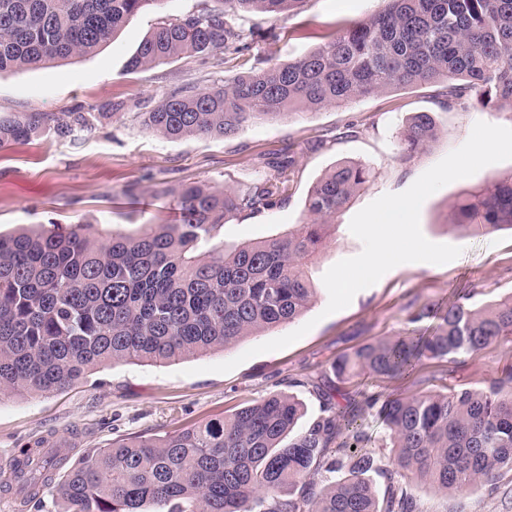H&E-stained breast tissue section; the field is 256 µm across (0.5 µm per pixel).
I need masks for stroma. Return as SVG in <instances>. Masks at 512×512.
I'll use <instances>...</instances> for the list:
<instances>
[{
	"instance_id": "obj_1",
	"label": "stroma",
	"mask_w": 512,
	"mask_h": 512,
	"mask_svg": "<svg viewBox=\"0 0 512 512\" xmlns=\"http://www.w3.org/2000/svg\"><path fill=\"white\" fill-rule=\"evenodd\" d=\"M201 3L164 0L131 18L89 55L0 73V116L84 112L91 123L90 129L75 130L68 137L48 129L0 147V232L83 224L97 237L133 233L144 224H172L177 213L169 189L194 183L244 191L268 175L266 158L292 157L287 204L225 224L218 236L231 249L301 224L309 191L337 164L364 163L373 167L374 176L336 217L329 243L311 267L315 301L293 322L221 351L161 366L116 363L58 393L0 400V512H54L51 497L23 501L8 480L13 459L26 454L38 458L57 449L72 464L113 440L162 435L221 418L280 391H294L304 403L306 418H314L321 403L307 388H291L296 379L331 387L342 407L360 385L370 392L407 394L402 380L363 375L337 379L332 364L363 345L403 335L422 306L443 311L461 295L480 306L512 293V232L463 236L449 217V207L459 195L490 177L512 173L509 160L454 181L423 203L424 236L462 247L460 257L444 265H399L358 292L347 308L325 314L329 296L324 273L362 250L361 241L349 231L352 217L383 194L410 187L461 146L475 122L512 127V111L485 107L475 99L448 111L437 103L440 85L427 84L252 123L226 139L190 136L171 141L145 132L137 115L139 104L157 102L181 85L206 88L235 73L231 67H209L197 56L136 73L126 70L128 58L151 33L158 16L192 12ZM384 7V0H305L278 20L250 15L240 25L246 30L281 28L278 40L254 39L251 54L286 63L323 44L337 26L365 19ZM110 102L119 103V110L102 116L104 104ZM419 112L429 113L437 137L405 164L399 160L400 133ZM350 124L357 131L348 136L344 130ZM304 325L308 333L287 348L242 360L248 349ZM237 357L242 363L234 370L211 372V365ZM510 368L512 336H505L474 354L425 361L423 373L430 390L445 385L478 388ZM414 494L422 512H512V472L504 473L491 491L461 496L418 487Z\"/></svg>"
}]
</instances>
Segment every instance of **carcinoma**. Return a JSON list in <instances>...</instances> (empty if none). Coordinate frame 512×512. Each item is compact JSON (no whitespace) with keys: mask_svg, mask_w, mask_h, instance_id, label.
I'll list each match as a JSON object with an SVG mask.
<instances>
[{"mask_svg":"<svg viewBox=\"0 0 512 512\" xmlns=\"http://www.w3.org/2000/svg\"><path fill=\"white\" fill-rule=\"evenodd\" d=\"M160 0H0V72L88 55ZM162 15L127 63L135 72L198 54L214 67L248 54L244 13L276 17L304 0H214ZM371 17L284 64L253 66L208 89L182 86L141 105L144 130L170 140L230 138L247 124L295 110L339 106L398 88L443 84L451 109L476 92L482 105L512 109V0H385ZM90 126L82 112L0 117V146L46 128L68 137ZM436 136L430 116H413L399 160ZM272 174L245 192L197 184L167 189L178 220L99 240L79 228L0 233V398L60 391L117 362L169 363L224 350L300 317L316 288L308 266L336 215L369 182L366 164L341 163L304 202L294 231L232 251L216 240L224 224L288 200L293 159L266 162ZM465 235L512 229V176L494 178L452 204ZM512 335V295L473 307L448 304L433 334L365 345L336 361L339 379L361 374L422 382L425 359L475 353ZM323 410L297 429L304 405L277 392L161 437L118 440L83 457L60 478L54 456L27 457L16 478L34 498L45 490L57 512H421L404 475L435 492L493 489L512 471V372L481 388L358 392L347 411L317 390ZM390 432L391 467L366 448L363 422ZM387 480L385 489L375 477Z\"/></svg>","mask_w":512,"mask_h":512,"instance_id":"1","label":"carcinoma"}]
</instances>
